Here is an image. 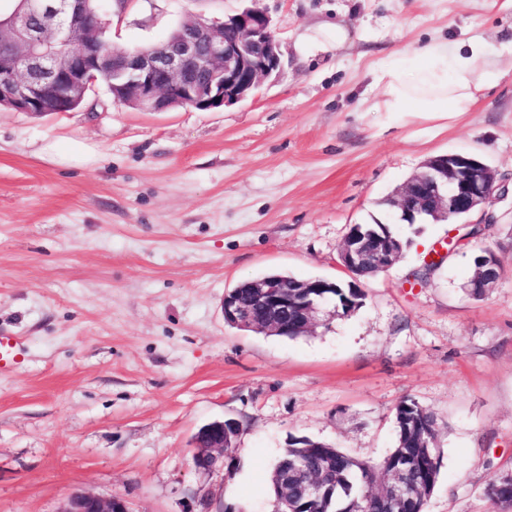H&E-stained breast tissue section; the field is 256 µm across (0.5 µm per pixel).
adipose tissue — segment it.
Segmentation results:
<instances>
[{"label":"adipose tissue","instance_id":"1","mask_svg":"<svg viewBox=\"0 0 512 512\" xmlns=\"http://www.w3.org/2000/svg\"><path fill=\"white\" fill-rule=\"evenodd\" d=\"M481 37L459 43L436 38L410 53L383 60L374 71L382 91L379 112H466L472 109L494 71Z\"/></svg>","mask_w":512,"mask_h":512}]
</instances>
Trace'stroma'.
<instances>
[{
  "label": "stroma",
  "mask_w": 512,
  "mask_h": 512,
  "mask_svg": "<svg viewBox=\"0 0 512 512\" xmlns=\"http://www.w3.org/2000/svg\"><path fill=\"white\" fill-rule=\"evenodd\" d=\"M253 4L283 67L214 112H147L105 84L73 112H0V512H61L69 495L133 512H275L269 473L304 436L362 460L396 443L395 408L435 415L440 471L425 512H512L484 490L512 473V61L467 112H378L372 70L430 38L512 40V0H130L113 45ZM351 41L315 49L311 26ZM479 155L494 221L398 224L383 204L429 157ZM410 242L363 281V306L296 339L224 319L225 292L269 272L348 279L351 225ZM463 244L427 269L439 243ZM499 279L469 295L474 255ZM236 419L231 469L192 465L204 424Z\"/></svg>",
  "instance_id": "obj_1"
}]
</instances>
